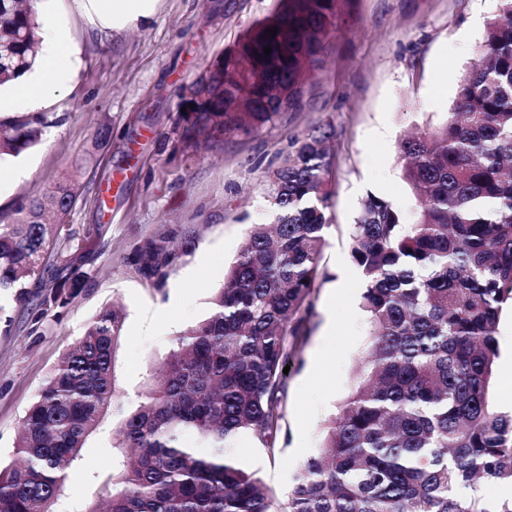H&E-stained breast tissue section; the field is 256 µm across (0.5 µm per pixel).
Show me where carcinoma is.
<instances>
[{"instance_id": "cac0c4a2", "label": "carcinoma", "mask_w": 512, "mask_h": 512, "mask_svg": "<svg viewBox=\"0 0 512 512\" xmlns=\"http://www.w3.org/2000/svg\"><path fill=\"white\" fill-rule=\"evenodd\" d=\"M485 29L451 112L400 143L419 201L407 224L369 194L351 231L365 281L371 350L353 391L304 461L286 499L225 448L247 435L270 455L286 410L285 366L298 358L330 228V125L317 123L265 180L270 224L245 235L212 310L174 339L162 380L115 428L120 488L94 512H512L474 495L512 483V414L489 400L503 309H512V0ZM279 0L195 92L190 133L258 132L295 106L344 5ZM277 29V35L268 31ZM39 22L33 0H0V86L29 71ZM271 48L265 54V48ZM40 113L0 116V156L37 142ZM0 224V313L26 298L76 195L77 174ZM171 248L139 255L152 277ZM124 320L107 308L62 355L22 420L18 461L0 468V512H50L67 469L112 404L113 351Z\"/></svg>"}]
</instances>
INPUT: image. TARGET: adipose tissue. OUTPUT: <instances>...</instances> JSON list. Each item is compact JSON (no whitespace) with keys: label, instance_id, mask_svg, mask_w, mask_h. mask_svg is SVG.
Returning a JSON list of instances; mask_svg holds the SVG:
<instances>
[{"label":"adipose tissue","instance_id":"adipose-tissue-1","mask_svg":"<svg viewBox=\"0 0 512 512\" xmlns=\"http://www.w3.org/2000/svg\"><path fill=\"white\" fill-rule=\"evenodd\" d=\"M78 3L92 23L119 31L151 17L155 0H78ZM72 78L73 67L63 37L57 31H48L40 68L21 80L7 102L16 108L32 107L66 89Z\"/></svg>","mask_w":512,"mask_h":512}]
</instances>
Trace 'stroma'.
I'll return each instance as SVG.
<instances>
[{
  "label": "stroma",
  "mask_w": 512,
  "mask_h": 512,
  "mask_svg": "<svg viewBox=\"0 0 512 512\" xmlns=\"http://www.w3.org/2000/svg\"><path fill=\"white\" fill-rule=\"evenodd\" d=\"M277 0H158L154 15L121 30L91 23L75 0H51L42 26L61 30L72 53L70 89L37 105L47 125L40 142L0 157V219L11 221L86 153L64 236L30 298L0 314V465L15 463L26 410L84 326L101 310L124 317L114 347L115 398L67 471L55 512H94L112 462L114 430L157 385L155 370L176 336L211 310L215 291L251 225L270 221L263 184L317 123L330 124L331 224L311 333L288 373L279 453L241 437L232 456L285 497L300 465L321 446L326 421L350 394L370 349L361 308L363 280L351 227L370 194L413 217L418 201L402 177L399 142L441 123L461 73L477 62L496 0H353L325 44L297 107L250 136L201 144L188 136L184 108L212 62L230 54ZM112 140L93 151L97 128ZM169 237L176 252L163 282L134 262L147 240ZM83 272L73 287V271ZM61 305L38 312L39 299ZM336 338L324 336L327 318Z\"/></svg>",
  "instance_id": "1"
}]
</instances>
